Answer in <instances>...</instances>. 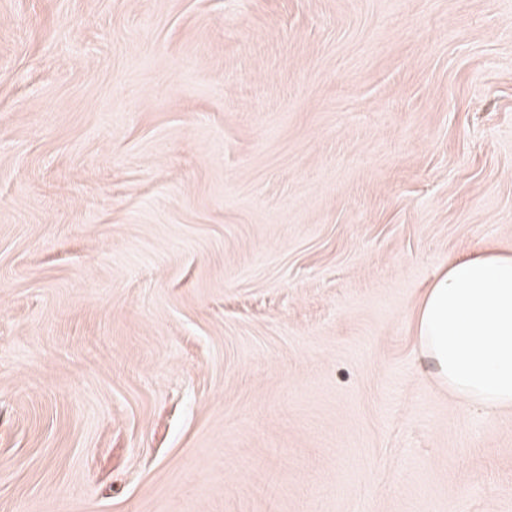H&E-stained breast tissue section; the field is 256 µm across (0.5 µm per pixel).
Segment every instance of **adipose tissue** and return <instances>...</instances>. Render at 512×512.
I'll return each instance as SVG.
<instances>
[{"label":"adipose tissue","instance_id":"1","mask_svg":"<svg viewBox=\"0 0 512 512\" xmlns=\"http://www.w3.org/2000/svg\"><path fill=\"white\" fill-rule=\"evenodd\" d=\"M422 358L459 402L512 406V257L480 254L435 275L413 314Z\"/></svg>","mask_w":512,"mask_h":512}]
</instances>
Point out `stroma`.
Instances as JSON below:
<instances>
[{
    "label": "stroma",
    "instance_id": "35a3bbf8",
    "mask_svg": "<svg viewBox=\"0 0 512 512\" xmlns=\"http://www.w3.org/2000/svg\"><path fill=\"white\" fill-rule=\"evenodd\" d=\"M487 249L512 0H0V512H512L412 331Z\"/></svg>",
    "mask_w": 512,
    "mask_h": 512
}]
</instances>
